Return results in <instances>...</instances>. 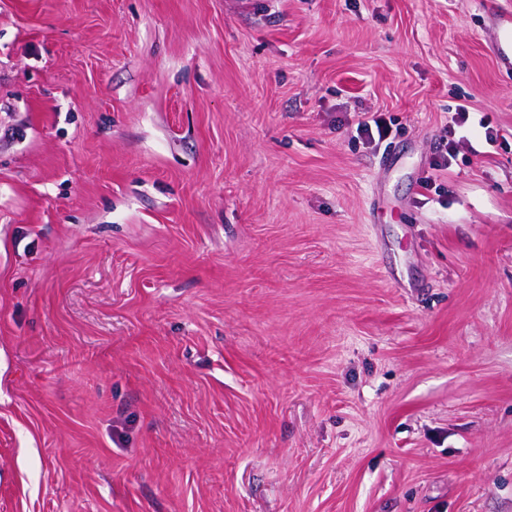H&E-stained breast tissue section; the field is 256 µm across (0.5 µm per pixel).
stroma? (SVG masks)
Wrapping results in <instances>:
<instances>
[{
  "instance_id": "stroma-1",
  "label": "stroma",
  "mask_w": 512,
  "mask_h": 512,
  "mask_svg": "<svg viewBox=\"0 0 512 512\" xmlns=\"http://www.w3.org/2000/svg\"><path fill=\"white\" fill-rule=\"evenodd\" d=\"M504 16L0 0V512H512Z\"/></svg>"
}]
</instances>
